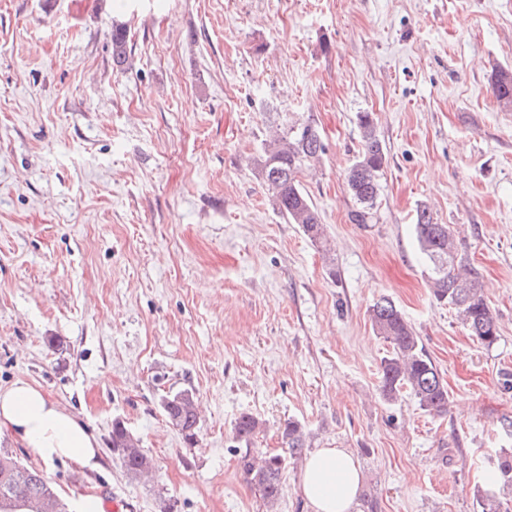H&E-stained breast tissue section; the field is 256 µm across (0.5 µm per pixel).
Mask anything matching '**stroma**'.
Wrapping results in <instances>:
<instances>
[{
	"instance_id": "1",
	"label": "stroma",
	"mask_w": 512,
	"mask_h": 512,
	"mask_svg": "<svg viewBox=\"0 0 512 512\" xmlns=\"http://www.w3.org/2000/svg\"><path fill=\"white\" fill-rule=\"evenodd\" d=\"M130 29L124 71L112 23ZM512 0H0V387L74 412L103 469L44 474L66 504L121 512H267L249 451L285 461L277 512L307 456L357 461L351 512H480L490 462L512 450ZM372 113L387 164L368 223L345 173ZM325 151L301 178L326 227L277 213L255 161L280 114ZM464 241L495 312L485 346L434 301L419 206ZM390 298L448 385V411L382 399L392 347L369 309ZM192 390L200 433L164 417ZM244 413L264 430L245 445ZM309 446L291 456L279 428ZM154 468L130 477L112 426ZM281 429L283 443L289 448L293 456L301 455L303 448H307L309 437L305 426L298 420H288Z\"/></svg>"
}]
</instances>
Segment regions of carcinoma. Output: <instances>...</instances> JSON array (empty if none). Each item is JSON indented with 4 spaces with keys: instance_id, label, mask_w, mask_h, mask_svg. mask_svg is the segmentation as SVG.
<instances>
[{
    "instance_id": "cac0c4a2",
    "label": "carcinoma",
    "mask_w": 512,
    "mask_h": 512,
    "mask_svg": "<svg viewBox=\"0 0 512 512\" xmlns=\"http://www.w3.org/2000/svg\"><path fill=\"white\" fill-rule=\"evenodd\" d=\"M127 28L112 24V62L120 70L126 64ZM495 96L506 105L512 104V74L502 72L495 81ZM361 144L345 181L361 209L354 214L359 224L379 195V179L387 163L376 125L370 112L358 116ZM324 144L315 125L304 119L283 118L282 130L264 144L256 160L258 176L271 193L273 205L289 224H297L313 242L326 241L325 225L317 208L303 191L299 174L319 160ZM419 251L427 262V279L433 298L454 308L469 335L490 347L499 337L496 315L487 303L479 273L470 267L461 240L448 224L434 221L427 206L417 210L414 224ZM373 329L392 345L390 355L381 361L379 392L383 399L394 401L404 391L417 400L420 408L433 415L448 411V386L436 365L425 352L401 311L388 298L377 300L370 309ZM166 420L189 440L199 432V416L194 392L185 389L172 393L162 401ZM262 423L250 414L241 415L234 425L235 437L250 443ZM309 437L298 420H288L281 428L283 443L291 454L302 453ZM112 448L120 456L127 473L140 477L151 468V459L140 448L125 426L112 427ZM244 473L257 486L268 504H275L284 491V460L277 455L241 458ZM512 488V453L501 451L488 471V487L478 496L481 512H504L496 487ZM15 501L31 505L33 512H63V504L53 486L35 468H28L7 452H0V508Z\"/></svg>"
}]
</instances>
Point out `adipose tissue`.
<instances>
[{"instance_id": "1", "label": "adipose tissue", "mask_w": 512, "mask_h": 512, "mask_svg": "<svg viewBox=\"0 0 512 512\" xmlns=\"http://www.w3.org/2000/svg\"><path fill=\"white\" fill-rule=\"evenodd\" d=\"M2 432L33 449L44 465L69 462L91 472L102 468L95 435L29 382L0 389ZM299 488L314 512H350L361 488L358 464L343 449H318L303 466Z\"/></svg>"}]
</instances>
